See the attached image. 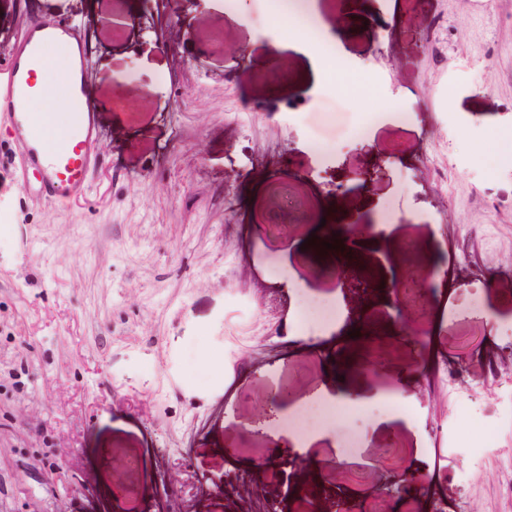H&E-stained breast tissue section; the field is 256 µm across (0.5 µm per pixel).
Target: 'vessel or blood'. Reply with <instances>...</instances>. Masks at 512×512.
Segmentation results:
<instances>
[{"label": "vessel or blood", "instance_id": "vessel-or-blood-1", "mask_svg": "<svg viewBox=\"0 0 512 512\" xmlns=\"http://www.w3.org/2000/svg\"><path fill=\"white\" fill-rule=\"evenodd\" d=\"M69 40L74 57L62 89L78 104L74 122L78 134L72 142L50 150L43 143V122L28 112L27 104L37 86L36 72L49 44ZM0 113L12 121V132L20 148L23 169L35 176L44 200L61 204L85 186L95 164L92 144L97 133V117L90 101L88 59L85 42L76 27L43 21L28 24L7 67L0 77Z\"/></svg>", "mask_w": 512, "mask_h": 512}]
</instances>
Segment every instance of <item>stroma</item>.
I'll return each mask as SVG.
<instances>
[{
	"mask_svg": "<svg viewBox=\"0 0 512 512\" xmlns=\"http://www.w3.org/2000/svg\"><path fill=\"white\" fill-rule=\"evenodd\" d=\"M286 5L344 46L328 83L282 53L296 32L271 0H170L151 28L142 0H0V64L31 20L81 29L97 112L96 165L62 204L25 188L0 116V512H123L117 479L152 512H254L259 497L335 512L340 494L369 512H512V363L485 362L512 346V0H361L353 27L338 0ZM280 56L287 79L260 81ZM358 166L374 178L346 179ZM352 193L366 261L341 275L307 240L335 236ZM276 212L279 231L260 222ZM380 220L396 238L370 235ZM293 241L307 247L284 262ZM412 262L437 271L422 354L399 334L411 307L370 287ZM342 282L349 329L382 360L365 372L368 350L351 352L342 388L399 397L403 419L387 436L373 410L327 424L307 456L335 492L312 499L316 471L281 462L298 416L258 415L279 382L298 403L337 367V337L294 314L332 307ZM419 360L426 377L403 389ZM388 446L410 479L394 500L375 494ZM228 447L254 497L225 487Z\"/></svg>",
	"mask_w": 512,
	"mask_h": 512,
	"instance_id": "obj_1",
	"label": "stroma"
}]
</instances>
